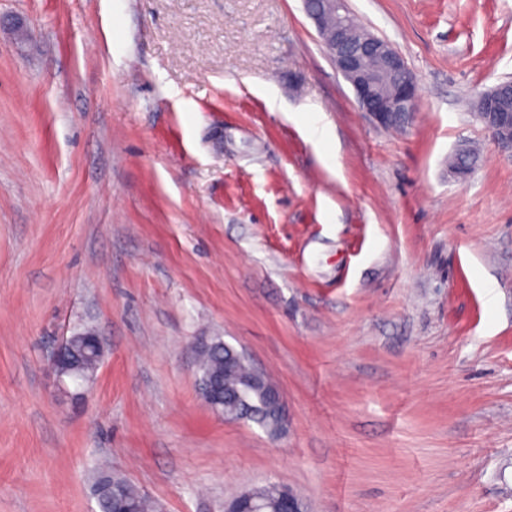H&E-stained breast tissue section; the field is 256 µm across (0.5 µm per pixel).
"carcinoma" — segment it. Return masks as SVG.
<instances>
[{
	"label": "carcinoma",
	"instance_id": "1",
	"mask_svg": "<svg viewBox=\"0 0 512 512\" xmlns=\"http://www.w3.org/2000/svg\"><path fill=\"white\" fill-rule=\"evenodd\" d=\"M88 326L74 332L73 370L69 375L75 381L88 382L97 370L91 357L92 348L88 345ZM200 385L204 386L214 377L222 379L224 385V411L233 417L241 416L253 422L266 432H272L279 426L276 408L269 398L271 382L252 387L245 383L251 375L249 361L239 352L217 339L200 351L199 355ZM111 484L121 490L124 501L133 512H157L155 503L136 486L121 475L105 469L99 470L92 478L91 495L98 512H114L112 499L107 495L104 485ZM253 503L261 506L265 512H279V488L275 483L267 484L249 491Z\"/></svg>",
	"mask_w": 512,
	"mask_h": 512
}]
</instances>
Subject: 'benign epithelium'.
<instances>
[{"mask_svg":"<svg viewBox=\"0 0 512 512\" xmlns=\"http://www.w3.org/2000/svg\"><path fill=\"white\" fill-rule=\"evenodd\" d=\"M327 54L351 85L360 109L382 127L389 128L403 117L411 120L417 111L420 87L413 71L390 42L360 29L348 0H303ZM477 120L492 140L512 153V79H504L482 92ZM67 338L53 355L59 376L70 371ZM285 512H308V504L296 490L283 486ZM224 512H260L241 496L224 501Z\"/></svg>","mask_w":512,"mask_h":512,"instance_id":"benign-epithelium-1","label":"benign epithelium"}]
</instances>
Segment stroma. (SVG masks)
<instances>
[{
    "instance_id": "stroma-1",
    "label": "stroma",
    "mask_w": 512,
    "mask_h": 512,
    "mask_svg": "<svg viewBox=\"0 0 512 512\" xmlns=\"http://www.w3.org/2000/svg\"><path fill=\"white\" fill-rule=\"evenodd\" d=\"M348 4L417 76L400 129L302 0H0L26 30L0 27V512H96L103 462L162 512L270 482L512 512V154L473 115L512 78V0ZM85 324L79 388L51 357ZM213 336L271 376L278 439L206 405Z\"/></svg>"
}]
</instances>
